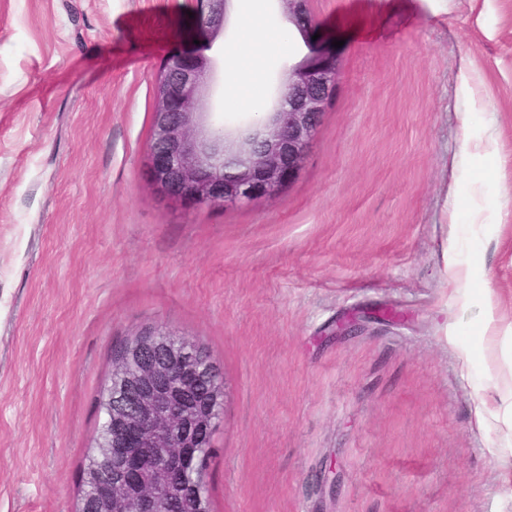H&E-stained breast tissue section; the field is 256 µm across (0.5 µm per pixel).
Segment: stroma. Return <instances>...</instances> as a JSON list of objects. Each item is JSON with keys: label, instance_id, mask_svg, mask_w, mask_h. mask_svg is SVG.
<instances>
[{"label": "stroma", "instance_id": "obj_1", "mask_svg": "<svg viewBox=\"0 0 512 512\" xmlns=\"http://www.w3.org/2000/svg\"><path fill=\"white\" fill-rule=\"evenodd\" d=\"M194 5L0 0V512H76L112 352L146 326L224 377L211 512H512V338L481 335L489 292L512 327V0H307L341 65L296 178L181 210L145 161ZM242 40L235 4L196 106L235 134L312 48L270 45L243 104Z\"/></svg>", "mask_w": 512, "mask_h": 512}]
</instances>
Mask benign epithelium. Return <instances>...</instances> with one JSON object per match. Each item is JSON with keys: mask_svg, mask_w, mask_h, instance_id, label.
<instances>
[{"mask_svg": "<svg viewBox=\"0 0 512 512\" xmlns=\"http://www.w3.org/2000/svg\"><path fill=\"white\" fill-rule=\"evenodd\" d=\"M232 0H200L194 34L205 41L224 31ZM289 23L307 37L315 28L306 0H280ZM339 55L319 45L290 70L267 121L244 138L196 120L195 104L212 81V62L195 44L171 51L155 79L156 107L146 159L152 189L182 209L222 207L270 196L298 174L318 122L336 88ZM153 339L127 350L112 366L109 422L96 447L120 462L112 478L89 472L80 512H170L175 498L206 512L188 480L224 405L222 375L197 347L154 328ZM204 397L196 398L200 389ZM149 457L165 463L146 465Z\"/></svg>", "mask_w": 512, "mask_h": 512, "instance_id": "obj_1", "label": "benign epithelium"}]
</instances>
